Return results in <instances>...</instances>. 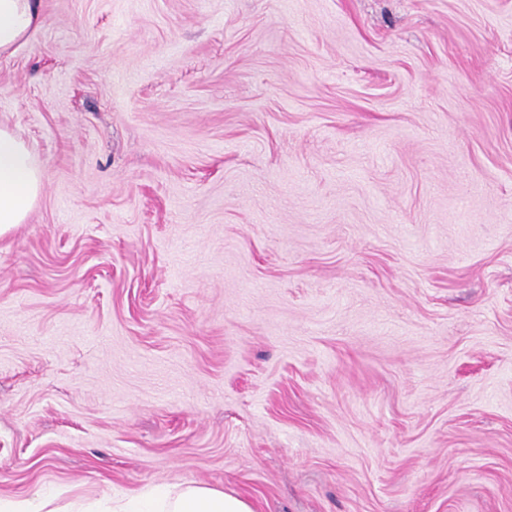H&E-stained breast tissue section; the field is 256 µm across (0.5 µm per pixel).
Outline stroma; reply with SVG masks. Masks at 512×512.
<instances>
[{
    "label": "stroma",
    "instance_id": "35a3bbf8",
    "mask_svg": "<svg viewBox=\"0 0 512 512\" xmlns=\"http://www.w3.org/2000/svg\"><path fill=\"white\" fill-rule=\"evenodd\" d=\"M41 11L0 498L512 512V0Z\"/></svg>",
    "mask_w": 512,
    "mask_h": 512
}]
</instances>
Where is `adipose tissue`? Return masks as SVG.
Listing matches in <instances>:
<instances>
[{
    "label": "adipose tissue",
    "mask_w": 512,
    "mask_h": 512,
    "mask_svg": "<svg viewBox=\"0 0 512 512\" xmlns=\"http://www.w3.org/2000/svg\"><path fill=\"white\" fill-rule=\"evenodd\" d=\"M40 0H0V59L16 55L42 25ZM44 175L30 148L0 125V235L25 223L37 204ZM104 512H254L237 494L196 483L147 486Z\"/></svg>",
    "instance_id": "1"
}]
</instances>
